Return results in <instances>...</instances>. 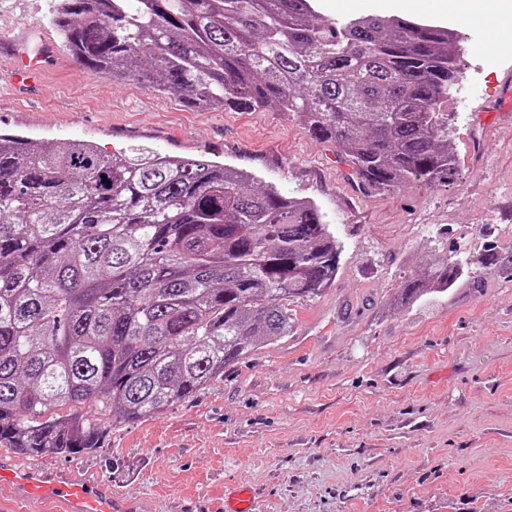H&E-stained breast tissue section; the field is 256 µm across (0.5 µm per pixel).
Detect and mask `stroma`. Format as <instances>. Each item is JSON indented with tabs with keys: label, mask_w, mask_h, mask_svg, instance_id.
<instances>
[{
	"label": "stroma",
	"mask_w": 512,
	"mask_h": 512,
	"mask_svg": "<svg viewBox=\"0 0 512 512\" xmlns=\"http://www.w3.org/2000/svg\"><path fill=\"white\" fill-rule=\"evenodd\" d=\"M53 6L0 0V133L235 166L314 201L341 255L330 288L295 304L291 336L96 452L32 465L96 472L138 512H220L228 486L254 491L257 512H512V49L483 48L487 23L454 26L476 82L448 97L456 173L367 192L299 114L196 110L91 71ZM43 41L55 56L34 92L9 91L13 54ZM459 245L454 288L402 301L401 276ZM489 245L499 270L480 265Z\"/></svg>",
	"instance_id": "1"
}]
</instances>
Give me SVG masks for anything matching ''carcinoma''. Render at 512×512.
<instances>
[{
	"instance_id": "cac0c4a2",
	"label": "carcinoma",
	"mask_w": 512,
	"mask_h": 512,
	"mask_svg": "<svg viewBox=\"0 0 512 512\" xmlns=\"http://www.w3.org/2000/svg\"><path fill=\"white\" fill-rule=\"evenodd\" d=\"M313 15L311 0H57L51 24L114 81L191 108L301 114L366 190L448 180L452 31ZM253 180L204 158L0 134L1 448L93 453L290 336V305L331 286L340 246L314 202ZM463 271L440 257L401 296L444 293Z\"/></svg>"
}]
</instances>
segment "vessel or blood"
<instances>
[{
    "label": "vessel or blood",
    "mask_w": 512,
    "mask_h": 512,
    "mask_svg": "<svg viewBox=\"0 0 512 512\" xmlns=\"http://www.w3.org/2000/svg\"><path fill=\"white\" fill-rule=\"evenodd\" d=\"M51 52V47L43 46L23 54L14 71V86L35 82ZM0 485L7 487L17 502L31 504L47 498L59 512H136L129 502L113 497L107 483L76 474L16 468L0 461ZM224 512H254L251 493L234 487L225 489Z\"/></svg>",
    "instance_id": "b4317fda"
}]
</instances>
